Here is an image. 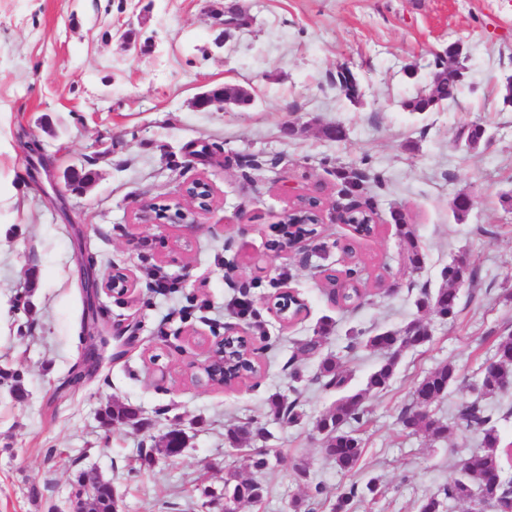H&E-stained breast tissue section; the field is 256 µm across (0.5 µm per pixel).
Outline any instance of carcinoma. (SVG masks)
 <instances>
[{
  "label": "carcinoma",
  "instance_id": "cac0c4a2",
  "mask_svg": "<svg viewBox=\"0 0 512 512\" xmlns=\"http://www.w3.org/2000/svg\"><path fill=\"white\" fill-rule=\"evenodd\" d=\"M462 67L448 65L437 82L422 85L416 93L403 102V108L412 113L434 112L444 103L455 99L462 83ZM224 96L240 106H248L251 99L241 87L224 85ZM486 129L480 124H472L461 132L464 145L476 148L485 138ZM336 178L342 190L357 195L363 190L361 176L340 167L336 169ZM354 231L364 238L374 234L373 212L356 211L353 213ZM392 220L399 227L400 235L408 243L407 260L411 268L418 270L423 261L422 249L414 236L405 215L397 211ZM445 287L434 293L425 292L418 299L417 306L422 310H431L440 318L452 320L459 312V288L477 281V272L472 264L464 259H454L442 270ZM330 323L324 321L315 330L314 336L303 342L299 351L303 354L316 353L330 333ZM350 339L354 343L385 353L384 361L367 378L365 388L350 391L336 400L333 408L326 411L318 420L316 428L323 435L322 450L336 467L344 473L356 470L362 454L363 440L359 434V425L365 413L364 403L373 392L388 387L394 375V369L402 352L417 348L415 337L406 335V330H385L367 338L353 333ZM494 354L498 355L495 371L481 374L475 397L457 413V419L466 428L481 429L480 449L472 453L470 464L460 466L456 474L448 479L438 493H426L418 500L417 512H453L458 505L467 507L470 512L480 504L492 508L512 496V478L507 476L504 459L509 450L502 446L501 437L495 425L496 417L490 399L503 393V385L512 381V333L502 334L493 344ZM259 365L247 358L244 351L234 347L228 351V362L224 373L241 378L254 376ZM320 374L328 378L327 384L338 389L347 386L349 377L341 370L339 357H326L321 361ZM457 380V368L449 362L425 376L415 388L414 406L403 410L399 421L402 430L409 435L426 434L434 441L448 437L454 429L453 423L431 414L430 407L439 398L448 394L449 388ZM273 413L277 417L296 424L300 415L295 412V403H289L283 397L271 400ZM263 429L251 424L234 426L227 429L225 438L232 447L241 446L253 435H261ZM380 482L372 478L360 487L356 484L344 488L329 500V512H353L355 499L362 496H375ZM224 493L237 501L259 503L265 495L264 486L254 480H241L234 469H229L224 478Z\"/></svg>",
  "mask_w": 512,
  "mask_h": 512
}]
</instances>
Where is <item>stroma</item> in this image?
Wrapping results in <instances>:
<instances>
[{
  "instance_id": "obj_1",
  "label": "stroma",
  "mask_w": 512,
  "mask_h": 512,
  "mask_svg": "<svg viewBox=\"0 0 512 512\" xmlns=\"http://www.w3.org/2000/svg\"><path fill=\"white\" fill-rule=\"evenodd\" d=\"M230 10L243 25H221ZM128 22L142 53L119 47L116 31ZM456 42L468 60L455 100L422 115L404 110ZM344 66L360 84L358 101L336 88ZM511 75L512 0H0V512H67L88 471L111 482L118 512H221L224 464L237 456L225 428L248 422L269 433V465L238 472L266 495L238 512H288L295 498L328 512L322 496L371 476L384 492L355 512H415L481 435L461 429L434 443L404 433L401 411L420 380L450 361L457 381L432 406L450 418L490 344L512 328V206L500 201L512 190V105L502 92ZM227 84L248 90L251 104L194 108L198 94ZM475 122L491 140L464 149L459 134ZM336 124L346 131L340 142L323 135ZM340 166L369 178L361 201L379 218L375 234L328 221L307 243L311 261L279 248L294 195L316 194L328 211L339 203ZM74 170L93 181L54 192L50 176ZM198 177L215 190L199 224L136 223L139 201L175 210ZM460 194L474 200L461 221L451 209ZM396 210L415 230L421 269L406 262ZM348 242L351 258L341 250ZM462 253L480 283L461 288L457 319L418 309L421 290L443 287L442 269ZM84 264L100 278L119 267L136 281L124 296L99 291L93 333ZM326 268L355 269L362 301H331ZM287 289L305 303L290 325L274 307ZM243 297L266 331L252 338L259 377L233 389L196 381L203 339L238 323ZM326 317L333 330L319 353H299ZM415 320L431 338L403 352L388 387L368 397L360 469L341 473L316 429L340 396L320 377V360L340 355L349 388H360L381 356L348 347L347 330ZM92 345L102 362L74 386ZM276 394L296 402L300 423L273 415ZM116 406L136 409L135 424L106 425ZM174 427L186 444L168 460L156 447Z\"/></svg>"
}]
</instances>
